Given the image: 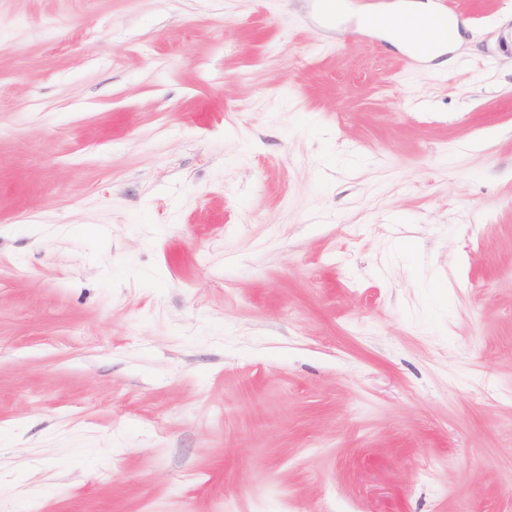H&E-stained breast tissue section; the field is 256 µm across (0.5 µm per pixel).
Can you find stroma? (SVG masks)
<instances>
[{"mask_svg": "<svg viewBox=\"0 0 512 512\" xmlns=\"http://www.w3.org/2000/svg\"><path fill=\"white\" fill-rule=\"evenodd\" d=\"M366 1L0 0V512H512V0ZM403 4L396 5L397 13L407 17L410 22L402 32H394L391 29H399L405 25L406 20L398 15L389 16L382 13H369L368 24L371 27H389L381 28L387 40L391 43L415 50L416 46L428 40L429 22L435 17L437 9L432 0H402ZM442 1V9L439 10L440 19L433 23L435 28H445L448 20V2ZM462 38L458 27V21L453 18L448 20V37L444 40L432 41L422 56L428 61H435L450 52L455 44L461 43Z\"/></svg>", "mask_w": 512, "mask_h": 512, "instance_id": "stroma-1", "label": "stroma"}]
</instances>
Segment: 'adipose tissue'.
Wrapping results in <instances>:
<instances>
[{
	"label": "adipose tissue",
	"mask_w": 512,
	"mask_h": 512,
	"mask_svg": "<svg viewBox=\"0 0 512 512\" xmlns=\"http://www.w3.org/2000/svg\"><path fill=\"white\" fill-rule=\"evenodd\" d=\"M400 15L408 18L409 24L404 31H386L385 36L391 43L415 49L421 42H428L429 47L424 53L426 60L435 61L452 50L455 44L461 43L462 38L457 20H449L448 36L443 40H430L429 23L435 17L437 9L433 0H404L398 5Z\"/></svg>",
	"instance_id": "1"
}]
</instances>
